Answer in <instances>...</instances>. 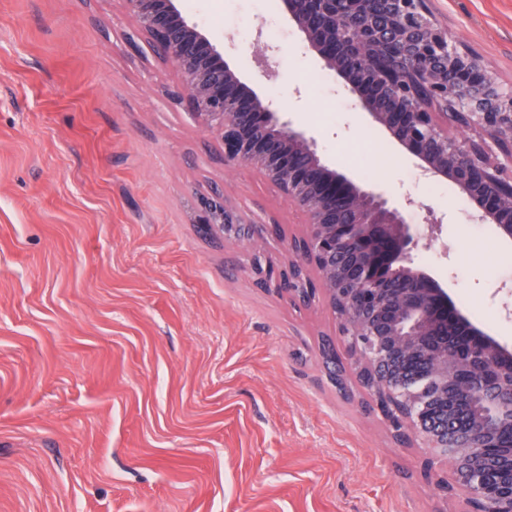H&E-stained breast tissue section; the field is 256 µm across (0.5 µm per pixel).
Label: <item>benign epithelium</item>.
I'll return each mask as SVG.
<instances>
[{"label": "benign epithelium", "mask_w": 512, "mask_h": 512, "mask_svg": "<svg viewBox=\"0 0 512 512\" xmlns=\"http://www.w3.org/2000/svg\"><path fill=\"white\" fill-rule=\"evenodd\" d=\"M310 51L336 72L371 121L418 160L427 176L452 182L471 215L512 239V87L498 85L475 53L452 42L429 0H284ZM128 13L180 74L167 91L224 146V164L271 182L306 218L288 239L281 267L254 251L257 281L308 306L322 297L338 320L348 357L369 400L397 441H418L452 464L467 512H512V363L458 309L448 290L414 266L418 245L405 209L336 171L316 138L259 97L177 0H124ZM450 127L473 136L457 139ZM195 219L207 231L256 244L274 224L243 220L219 192L200 193ZM484 347L466 353L448 328ZM482 401L481 427L465 423Z\"/></svg>", "instance_id": "1"}]
</instances>
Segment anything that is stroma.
Segmentation results:
<instances>
[{"label":"stroma","mask_w":512,"mask_h":512,"mask_svg":"<svg viewBox=\"0 0 512 512\" xmlns=\"http://www.w3.org/2000/svg\"><path fill=\"white\" fill-rule=\"evenodd\" d=\"M260 96L336 169L416 205V267L512 348V241L453 185L423 180L326 69L280 0H180ZM512 85V0H431ZM271 48L272 65L251 55ZM324 82H310V75ZM180 81L123 0H0V512H466L423 476L353 374L324 301L262 288L304 215L166 96ZM212 190L259 247L204 233ZM442 216L431 226L427 210Z\"/></svg>","instance_id":"obj_1"}]
</instances>
